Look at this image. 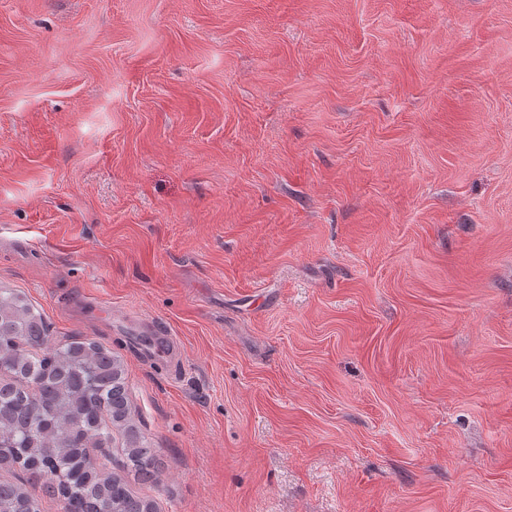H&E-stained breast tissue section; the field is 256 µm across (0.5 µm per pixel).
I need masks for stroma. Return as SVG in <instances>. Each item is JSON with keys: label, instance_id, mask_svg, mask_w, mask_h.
<instances>
[{"label": "stroma", "instance_id": "obj_1", "mask_svg": "<svg viewBox=\"0 0 512 512\" xmlns=\"http://www.w3.org/2000/svg\"><path fill=\"white\" fill-rule=\"evenodd\" d=\"M0 285L158 512H512V0H0Z\"/></svg>", "mask_w": 512, "mask_h": 512}]
</instances>
